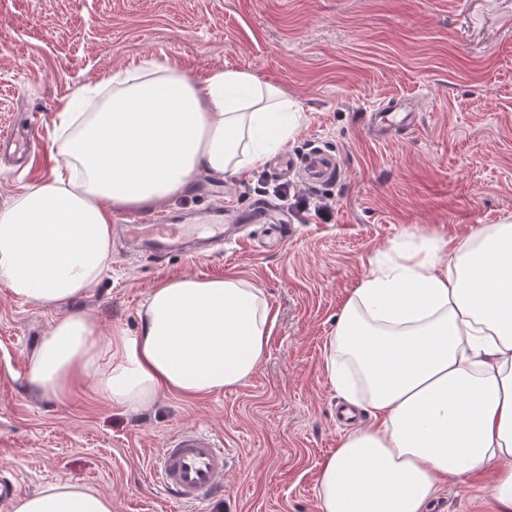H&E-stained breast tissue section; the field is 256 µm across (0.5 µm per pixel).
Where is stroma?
<instances>
[{
	"label": "stroma",
	"mask_w": 512,
	"mask_h": 512,
	"mask_svg": "<svg viewBox=\"0 0 512 512\" xmlns=\"http://www.w3.org/2000/svg\"><path fill=\"white\" fill-rule=\"evenodd\" d=\"M153 57L205 78L245 70L299 99L306 120L284 153L336 155V179L311 184L272 164L222 178L228 205L284 180L331 204L330 223L289 211L291 233L253 226L196 258L165 259L114 240L112 262L83 297L61 306L0 287V472L21 495L83 483L112 512H319V471L348 426L325 370L336 320L384 253L406 240L455 242L512 216V0H0V129L30 123L28 165L0 168V210L50 177L59 112L88 83ZM414 102L419 121L380 139L374 106ZM240 276L275 316L265 357L238 389L193 398L161 393L137 413L89 385L42 398L24 369L54 320L94 317L101 331L136 332L148 292L182 276ZM203 428L231 452L223 497L184 508L153 483L165 440ZM492 470L443 482L429 512H498Z\"/></svg>",
	"instance_id": "stroma-1"
}]
</instances>
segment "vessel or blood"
I'll return each mask as SVG.
<instances>
[{"instance_id": "vessel-or-blood-1", "label": "vessel or blood", "mask_w": 512, "mask_h": 512, "mask_svg": "<svg viewBox=\"0 0 512 512\" xmlns=\"http://www.w3.org/2000/svg\"><path fill=\"white\" fill-rule=\"evenodd\" d=\"M417 115L403 101L373 108L368 114L371 126L387 130L415 126ZM32 139L19 128L0 133V148L20 159L31 151ZM338 167L335 155L325 151L310 153L304 161V174L312 182L331 179ZM195 223L203 225L204 235L189 237L180 226L178 215L160 210L149 215L125 214L117 218L116 230L132 248L156 254L180 250L197 254L220 245L224 236L234 233L233 216L215 206L193 214ZM227 457L224 446L213 434L199 428H187L170 436L164 443L153 470L158 487L173 501L199 505L224 490Z\"/></svg>"}]
</instances>
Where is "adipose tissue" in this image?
Listing matches in <instances>:
<instances>
[{"label":"adipose tissue","mask_w":512,"mask_h":512,"mask_svg":"<svg viewBox=\"0 0 512 512\" xmlns=\"http://www.w3.org/2000/svg\"><path fill=\"white\" fill-rule=\"evenodd\" d=\"M111 82L98 111L63 110L52 178L0 211V286L16 298L82 296L112 262L113 214L182 194L202 169L261 168L304 120L298 100L246 71L200 82L152 60ZM396 254L360 282L330 339L331 386L374 421L323 461L319 512H427L446 479L489 467L491 497L512 512V220ZM139 317L133 334H101L83 314L56 321L31 355V386L59 401L87 381L137 412L163 391L237 389L266 354L270 307L235 275L169 279ZM11 512H112V499L63 480Z\"/></svg>","instance_id":"obj_1"}]
</instances>
